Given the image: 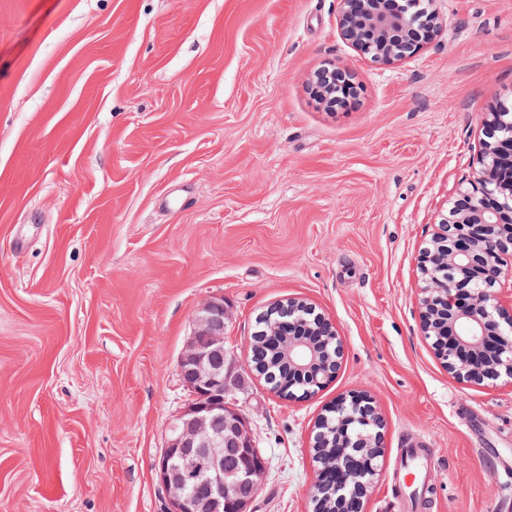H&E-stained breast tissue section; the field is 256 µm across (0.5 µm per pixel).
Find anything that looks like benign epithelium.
Returning <instances> with one entry per match:
<instances>
[{
	"mask_svg": "<svg viewBox=\"0 0 512 512\" xmlns=\"http://www.w3.org/2000/svg\"><path fill=\"white\" fill-rule=\"evenodd\" d=\"M411 25V16L387 0H341L337 20L339 35L356 54L372 62L394 63L405 54L414 55L429 39L400 48L399 38ZM312 82L313 96L328 109L331 101L327 78L336 72L322 71ZM492 141H483L481 168L457 195L467 199L466 209L453 205L421 254L423 275L421 330L435 355L454 379L461 383L512 382V300H501L496 284L503 269L512 263V109H494L486 120ZM318 327L289 318L288 359L305 371L314 385L302 396H313L334 377L323 370L313 347L302 336L336 337V367H341L344 345L331 321L320 317ZM224 302L213 298L196 309L192 336L179 362L180 376L195 400L176 419L163 449L157 479L165 491L169 512H247V489L256 495L264 478L260 463L224 466V445L250 450L254 441L244 417L224 402L236 377L224 370ZM349 405L362 413L368 425L355 444L368 459L367 469L349 472L341 457L321 455L317 481L336 480V505L354 500L363 512L379 471L383 455L384 424L372 398L364 391H351L336 400V407ZM204 478L206 493L198 496L192 484Z\"/></svg>",
	"mask_w": 512,
	"mask_h": 512,
	"instance_id": "1",
	"label": "benign epithelium"
}]
</instances>
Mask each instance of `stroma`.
<instances>
[{
	"label": "stroma",
	"mask_w": 512,
	"mask_h": 512,
	"mask_svg": "<svg viewBox=\"0 0 512 512\" xmlns=\"http://www.w3.org/2000/svg\"><path fill=\"white\" fill-rule=\"evenodd\" d=\"M441 27L357 57L340 0H0V512H166L155 471L190 396L178 362L224 300L228 400L267 458L251 512H312L314 424L351 390L429 512H512V383L461 384L421 335L420 255L512 102V0H428ZM345 68L359 93L308 90ZM296 298L346 353L291 402L248 374L256 316ZM405 453V470L401 478L403 482L408 483L406 480L408 476L412 479L411 485H418L422 481L423 474L434 467L435 461L432 458L418 455L417 448H408Z\"/></svg>",
	"instance_id": "35a3bbf8"
}]
</instances>
